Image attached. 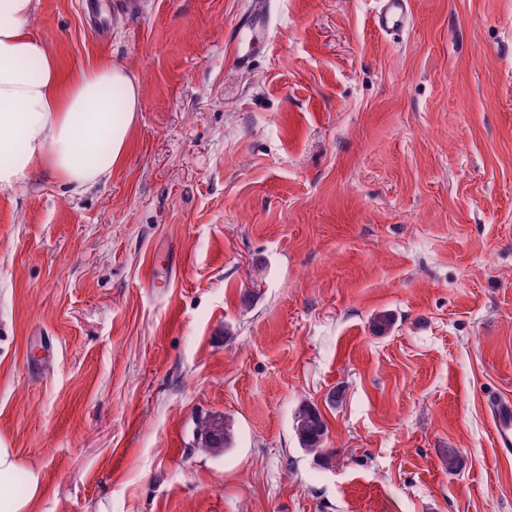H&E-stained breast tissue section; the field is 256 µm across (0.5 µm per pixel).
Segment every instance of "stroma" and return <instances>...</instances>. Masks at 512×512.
I'll list each match as a JSON object with an SVG mask.
<instances>
[{"label":"stroma","instance_id":"stroma-1","mask_svg":"<svg viewBox=\"0 0 512 512\" xmlns=\"http://www.w3.org/2000/svg\"><path fill=\"white\" fill-rule=\"evenodd\" d=\"M81 2L35 31L131 70L140 112L107 184L0 190V446L32 512H512L485 408L512 398V0H411L395 37L377 0H271L245 68L251 0ZM254 10L247 16L239 19L225 43L228 45L237 64H245L249 60V53L244 48V42L249 44L265 41L271 32L270 0H254ZM294 431L300 449L319 466H328L332 452L326 446L328 425L319 409L302 403L294 413ZM214 418L218 419L219 424H216L212 428L213 433L221 432V434L215 437H206L208 429L212 426L214 422ZM231 427L230 425L221 418L215 417V415H208L202 418H199L196 423V437L201 444L202 448H205L210 454L218 456L223 455L231 446Z\"/></svg>","mask_w":512,"mask_h":512}]
</instances>
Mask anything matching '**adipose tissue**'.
I'll use <instances>...</instances> for the list:
<instances>
[{
  "label": "adipose tissue",
  "instance_id": "ef3b65f1",
  "mask_svg": "<svg viewBox=\"0 0 512 512\" xmlns=\"http://www.w3.org/2000/svg\"><path fill=\"white\" fill-rule=\"evenodd\" d=\"M36 0H0V189L44 173L74 190L106 184L125 158L140 105L137 77L109 60L62 71L30 21ZM20 463L0 447V512H30L43 492L30 472L26 496L11 480Z\"/></svg>",
  "mask_w": 512,
  "mask_h": 512
}]
</instances>
